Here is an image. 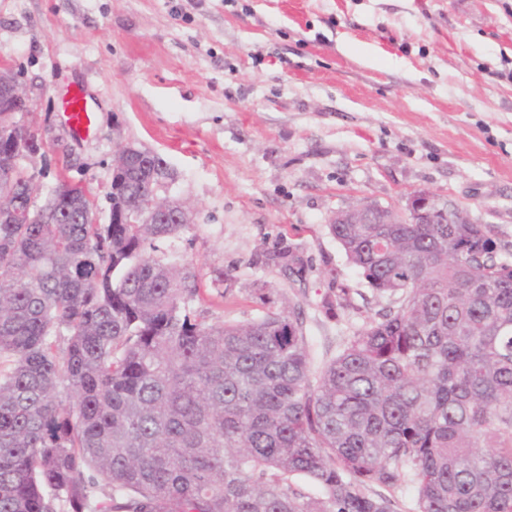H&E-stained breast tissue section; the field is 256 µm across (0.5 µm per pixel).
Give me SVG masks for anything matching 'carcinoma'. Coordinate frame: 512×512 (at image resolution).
<instances>
[{
  "mask_svg": "<svg viewBox=\"0 0 512 512\" xmlns=\"http://www.w3.org/2000/svg\"><path fill=\"white\" fill-rule=\"evenodd\" d=\"M0 512H512V261L484 224H332L386 305L321 368L303 321L208 324L160 244L182 205L127 207L171 179L135 148L108 223L63 178L34 191L36 134L0 117Z\"/></svg>",
  "mask_w": 512,
  "mask_h": 512,
  "instance_id": "obj_1",
  "label": "carcinoma"
}]
</instances>
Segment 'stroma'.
<instances>
[{"instance_id": "1", "label": "stroma", "mask_w": 512, "mask_h": 512, "mask_svg": "<svg viewBox=\"0 0 512 512\" xmlns=\"http://www.w3.org/2000/svg\"><path fill=\"white\" fill-rule=\"evenodd\" d=\"M1 65L45 143L23 161L38 196L66 174L106 222L119 148L159 154L197 311L300 313L314 367L383 306L337 211L426 189L512 244V0H0ZM72 90L94 104L86 139L59 116Z\"/></svg>"}]
</instances>
